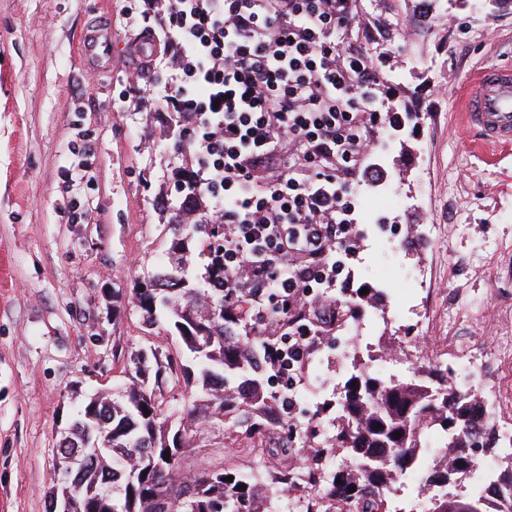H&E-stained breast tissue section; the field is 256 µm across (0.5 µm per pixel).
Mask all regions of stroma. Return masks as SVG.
<instances>
[{
    "label": "stroma",
    "instance_id": "35a3bbf8",
    "mask_svg": "<svg viewBox=\"0 0 512 512\" xmlns=\"http://www.w3.org/2000/svg\"><path fill=\"white\" fill-rule=\"evenodd\" d=\"M360 24L345 41L370 50L376 99L409 112L389 141L374 130L368 162L383 184L350 182L352 196L379 186L394 209L360 211L361 233L345 260L349 286L338 305L376 289L371 272L396 268L382 308L417 291L428 330L401 316L379 324L409 365L449 370L462 383L470 353L485 361L474 391L512 399L499 345L512 336V145L486 144L458 109L466 81L491 64H512V8L479 10L463 0H354ZM141 0H0V512H47L56 443L73 392L118 391L134 354L149 348L184 364L178 340L145 334L133 288L169 262L171 232L160 195L176 197L174 153L163 119L130 97L128 72L163 88L165 73L134 51L149 32ZM126 96V109L112 101ZM80 181L68 182L71 173ZM81 213L72 223L73 213ZM353 350L321 352L291 417L316 422L317 405L341 392ZM249 438H210L194 466L255 460Z\"/></svg>",
    "mask_w": 512,
    "mask_h": 512
}]
</instances>
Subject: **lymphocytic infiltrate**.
Segmentation results:
<instances>
[{
    "label": "lymphocytic infiltrate",
    "instance_id": "lymphocytic-infiltrate-1",
    "mask_svg": "<svg viewBox=\"0 0 512 512\" xmlns=\"http://www.w3.org/2000/svg\"><path fill=\"white\" fill-rule=\"evenodd\" d=\"M162 91L141 106L174 121L191 145L188 181L207 199L193 213L220 234L226 316L289 319L270 351L292 377L326 304L345 287L355 235L348 180L383 178L364 165L383 120L375 63L336 35L359 23L353 0H163Z\"/></svg>",
    "mask_w": 512,
    "mask_h": 512
}]
</instances>
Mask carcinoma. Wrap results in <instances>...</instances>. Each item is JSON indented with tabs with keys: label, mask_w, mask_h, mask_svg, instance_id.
Here are the masks:
<instances>
[{
	"label": "carcinoma",
	"mask_w": 512,
	"mask_h": 512,
	"mask_svg": "<svg viewBox=\"0 0 512 512\" xmlns=\"http://www.w3.org/2000/svg\"><path fill=\"white\" fill-rule=\"evenodd\" d=\"M167 226L173 230L172 265L133 289L132 298L145 328H187L179 339L194 366L180 372L195 393L181 410L164 411L162 389L172 364L156 350L136 354L121 393L86 399L70 438L60 441L59 468L68 476L64 486L51 488L50 503L66 489L82 501V512H272L306 484L307 512H391L385 494L400 479L417 473L426 488L446 487L476 469L478 457L458 453L474 426L482 430L485 449L498 447L484 401L425 365L406 379L351 374L344 395L322 402L323 430L281 423L265 386L275 370L265 348L275 339L263 327L211 317L224 310V289L205 288L185 274L197 244L209 243L198 238L203 225L182 224L175 211ZM240 428L255 441H281L277 464L261 456L240 468L187 470L203 434L233 441ZM290 442L306 453L300 466L288 463ZM338 454L346 463L326 485L315 486ZM500 462L506 467H497L483 494L448 495L434 512H512V455Z\"/></svg>",
	"instance_id": "obj_1"
}]
</instances>
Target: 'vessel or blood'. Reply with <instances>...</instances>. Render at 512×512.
I'll return each mask as SVG.
<instances>
[{"label": "vessel or blood", "mask_w": 512, "mask_h": 512, "mask_svg": "<svg viewBox=\"0 0 512 512\" xmlns=\"http://www.w3.org/2000/svg\"><path fill=\"white\" fill-rule=\"evenodd\" d=\"M460 109L485 142L512 144V65H489L469 80Z\"/></svg>", "instance_id": "b4317fda"}]
</instances>
